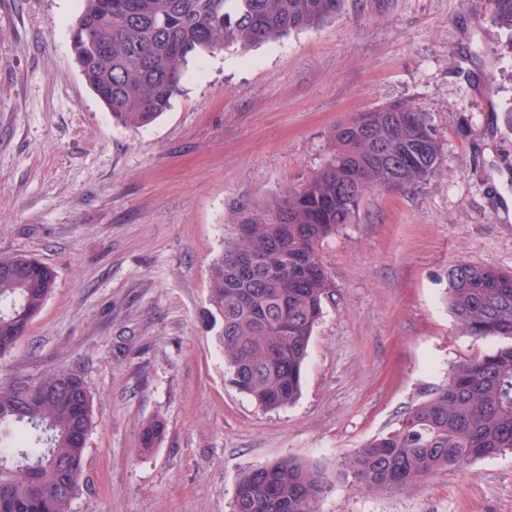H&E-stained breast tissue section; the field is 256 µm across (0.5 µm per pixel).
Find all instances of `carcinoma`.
<instances>
[{
	"label": "carcinoma",
	"instance_id": "cac0c4a2",
	"mask_svg": "<svg viewBox=\"0 0 512 512\" xmlns=\"http://www.w3.org/2000/svg\"><path fill=\"white\" fill-rule=\"evenodd\" d=\"M493 22L512 47V0H491ZM344 0H83L72 47L87 85L130 127L149 124L180 94L184 67L218 49L243 50L293 30L320 26ZM323 165L303 185L263 205L240 201L236 238L224 247L210 284L222 318L231 382L263 410L296 402L313 331L333 288L323 243L352 223L363 198L395 191L441 170L428 115L406 103L359 112L336 125ZM0 357L13 351L55 286L52 270L25 255L0 256ZM448 309L464 332L495 347L452 365L446 381L407 411L395 429L349 461L357 486L400 489L441 470L512 451V271L469 262L448 268ZM64 381L60 368L25 383L0 381V512H71L81 488L86 439L75 436L71 404L40 392ZM158 419L141 429L157 445ZM330 476L292 459L247 471L232 512H315Z\"/></svg>",
	"mask_w": 512,
	"mask_h": 512
}]
</instances>
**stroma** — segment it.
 Segmentation results:
<instances>
[{"label":"stroma","instance_id":"stroma-1","mask_svg":"<svg viewBox=\"0 0 512 512\" xmlns=\"http://www.w3.org/2000/svg\"><path fill=\"white\" fill-rule=\"evenodd\" d=\"M81 9L0 0V255L56 275L0 373L82 372L95 424L73 512H231L239 478L285 458L330 474L317 512H512V452L399 490L360 489L348 468L488 349L444 303L449 266L512 271V52L489 0H346L320 27L190 62L138 129L84 80ZM398 101L427 112L443 172L369 193L325 242L333 291L301 394L262 410L230 381L210 304L229 213L301 186L337 123Z\"/></svg>","mask_w":512,"mask_h":512}]
</instances>
